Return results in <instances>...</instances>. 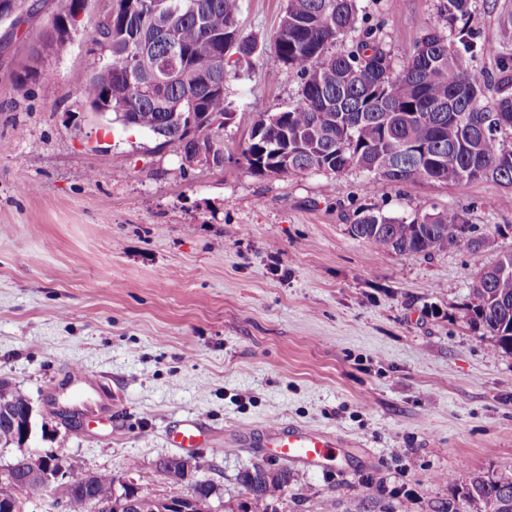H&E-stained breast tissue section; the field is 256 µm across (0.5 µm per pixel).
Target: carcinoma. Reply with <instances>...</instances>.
<instances>
[{"instance_id":"obj_1","label":"carcinoma","mask_w":512,"mask_h":512,"mask_svg":"<svg viewBox=\"0 0 512 512\" xmlns=\"http://www.w3.org/2000/svg\"><path fill=\"white\" fill-rule=\"evenodd\" d=\"M241 0H116L99 22L93 42L110 55L98 73L78 72L74 80L92 110L125 128L151 132L180 155L200 148L224 166V128L239 111L224 95L228 53L250 62L256 40L239 24ZM357 0H287L275 51L302 78L299 101L270 114L256 112L240 156L249 169L288 176L322 172L332 178L354 169L393 183L462 184L492 180L508 189L512 204V44L497 54L492 72L474 68L484 52L470 25L471 0H440L443 26L429 27L415 53L400 69L381 40L367 30L344 53L331 50L355 29ZM69 36L58 23L43 34L32 58L44 50L61 55ZM174 59L176 71L155 82L161 60ZM495 96L487 98L485 89ZM193 112L188 125L181 113ZM465 212L448 209L405 222L369 208L348 225L350 235L381 256H431L466 236ZM472 322L512 353V251L480 269L472 288ZM28 399L0 382V448L18 445L14 420L24 418ZM19 484L0 481V503L39 498L47 486L30 476L29 459L12 464ZM178 456L159 470L181 480ZM254 499L271 502L288 486L286 470L256 465L240 475ZM452 499L444 512H512V479L478 470L465 483L451 476ZM116 479L110 472L73 471L65 485L67 512H93L111 504ZM165 498L139 493L132 512H164Z\"/></svg>"}]
</instances>
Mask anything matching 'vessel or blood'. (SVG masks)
I'll return each mask as SVG.
<instances>
[{"label": "vessel or blood", "mask_w": 512, "mask_h": 512, "mask_svg": "<svg viewBox=\"0 0 512 512\" xmlns=\"http://www.w3.org/2000/svg\"><path fill=\"white\" fill-rule=\"evenodd\" d=\"M172 444L182 449L207 447L208 442L197 421L187 420L172 433ZM258 447L269 449L274 457L317 471L334 467L341 444L324 432L298 424H268L256 441Z\"/></svg>", "instance_id": "vessel-or-blood-1"}]
</instances>
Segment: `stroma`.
<instances>
[{
	"mask_svg": "<svg viewBox=\"0 0 512 512\" xmlns=\"http://www.w3.org/2000/svg\"><path fill=\"white\" fill-rule=\"evenodd\" d=\"M20 28L0 22V382L26 396L32 435L0 451L60 455L147 490L185 494L158 472L169 433L197 420L218 451L198 448L212 506L268 512L238 477L288 468L277 512H442L448 474L512 478V354L470 321L481 267L512 250V208L479 179L370 183L352 170L273 177L240 150L250 113L296 104L297 73L274 44L286 0H242L258 42L250 64L226 58L224 93L241 114L224 129V166L184 168L152 133L94 112L74 82L107 58L92 42L113 0H88L68 51L33 58L58 0H30ZM439 0H359L351 49L373 29L402 66ZM472 26L494 67L512 0H474ZM47 71L28 79L30 63ZM96 179H88V172ZM411 221L462 209L467 241L430 257L380 256L348 232L359 208ZM96 388L77 395L73 369ZM273 422L343 437L347 473L284 465L247 439Z\"/></svg>",
	"mask_w": 512,
	"mask_h": 512,
	"instance_id": "1",
	"label": "stroma"
}]
</instances>
